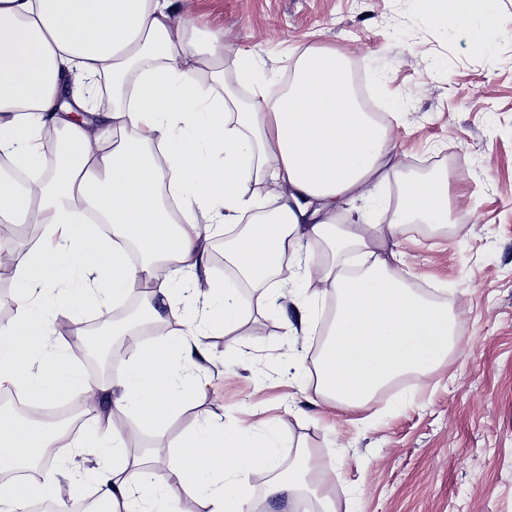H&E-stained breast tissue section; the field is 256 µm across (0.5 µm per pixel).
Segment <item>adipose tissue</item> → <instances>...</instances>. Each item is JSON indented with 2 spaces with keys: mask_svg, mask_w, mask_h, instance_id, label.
<instances>
[{
  "mask_svg": "<svg viewBox=\"0 0 512 512\" xmlns=\"http://www.w3.org/2000/svg\"><path fill=\"white\" fill-rule=\"evenodd\" d=\"M423 7L436 25L478 18L482 49L501 31L496 0ZM189 28L173 0H0V155L32 174L22 189L0 173V219L40 225L45 238L17 265L15 313L0 324V388L17 390L33 411L67 392L108 410L72 435L71 458L51 471L41 463L54 434L0 410V512H21L34 500L62 504L75 488L76 458L105 438L111 458L86 475L111 512H149L151 502L156 512H176L184 499L205 512H243L251 479L267 482L272 496L308 491L318 512H337L325 466L304 452L279 469L270 432L220 425L186 432L166 449L162 476L151 452L132 456L125 447L129 422L164 428L184 403L207 333L245 324L236 289L214 283L201 321H186L177 334L160 329L164 311L176 309L174 282L207 275L204 243L223 225H248L232 237L228 258L256 306L269 303L270 281L281 274L315 300L326 285L336 288L316 391L337 411L364 409L401 375L428 378L453 347L455 314L404 282L396 251L375 248L404 225L447 221V177L402 182L389 223L340 228L342 206L366 199L401 165L390 129L357 105L345 55L306 49L291 81L276 88L252 54L236 52V80L251 88L243 101L225 85L223 32L196 49ZM108 89L117 103L93 110ZM47 128L64 133L51 159L39 144ZM261 185L275 202L267 215L258 212ZM127 243L139 263L128 261ZM304 243L328 247L336 265L303 269ZM357 252L367 268L345 274L339 258ZM147 278L159 285L140 323L159 332L136 353L116 394L108 379L72 367L50 312L74 323L89 307L106 317V300L127 299Z\"/></svg>",
  "mask_w": 512,
  "mask_h": 512,
  "instance_id": "1",
  "label": "adipose tissue"
}]
</instances>
